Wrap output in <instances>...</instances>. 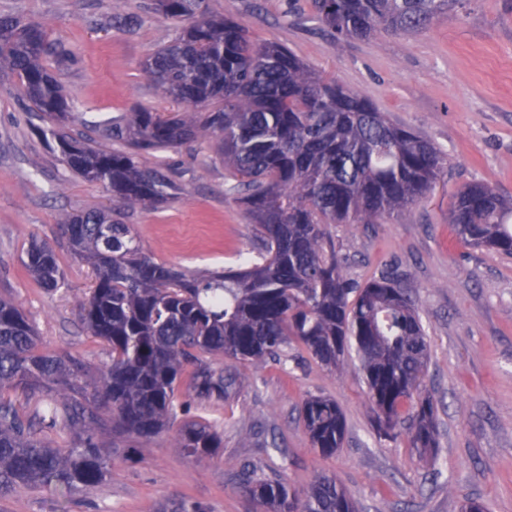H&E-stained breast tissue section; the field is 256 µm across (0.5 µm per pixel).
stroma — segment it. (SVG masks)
Here are the masks:
<instances>
[{
  "instance_id": "obj_1",
  "label": "stroma",
  "mask_w": 512,
  "mask_h": 512,
  "mask_svg": "<svg viewBox=\"0 0 512 512\" xmlns=\"http://www.w3.org/2000/svg\"><path fill=\"white\" fill-rule=\"evenodd\" d=\"M149 0H122L132 26L112 23L113 0H0V17L46 25L69 61L46 59L71 100L74 128L133 107L174 111L141 71L142 60L169 43L177 22L148 11ZM213 13L241 21L259 43L276 40L318 72L361 90L395 121L431 139L447 168L424 201L382 224H331L327 230L347 275L364 282L397 272L415 296L428 335L424 389L436 405L439 446L419 458L404 428L379 437L356 353L332 371L293 343L282 360L213 361L235 375L230 398H202L182 378L177 408L148 442L107 436L112 476L65 497L18 487L0 512H159L197 503L205 512H259L237 472L251 462L281 473L296 489L322 473L336 475L360 512H462L467 500L487 512H512V256L460 242L448 222L455 194L472 182L512 201V0H470L431 27L335 43L312 18L311 0H209ZM38 119L15 77L0 71V295L17 299L39 343L80 359L91 378L109 361L80 306L94 278L60 245L59 218L110 207L106 190L84 182L38 135ZM183 185L184 195L123 216L155 261L191 271L238 267L257 255L260 231L224 193L223 162L205 143L143 156ZM53 246L66 285L47 293L22 264L31 238ZM336 401L346 426L335 454L313 448L301 419L305 399ZM188 421L209 424L223 446L196 460L176 448Z\"/></svg>"
}]
</instances>
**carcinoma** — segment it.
<instances>
[{
  "label": "carcinoma",
  "mask_w": 512,
  "mask_h": 512,
  "mask_svg": "<svg viewBox=\"0 0 512 512\" xmlns=\"http://www.w3.org/2000/svg\"><path fill=\"white\" fill-rule=\"evenodd\" d=\"M462 0H312L320 29L340 47L377 32L432 26ZM180 23L179 34L151 53L141 70L156 92L181 106L173 115L137 108L74 133L67 96L44 64L66 50L45 25L0 19V68L13 74L65 165L102 185L113 206L60 220L70 254L92 266L95 282L82 307L87 332L105 342L110 363L89 383L74 377L66 353L38 349L36 331L12 297L0 296V393L20 390L43 403L27 418L0 397V495L23 485L68 493L91 491L112 472L102 435L114 429L141 440L174 414L183 371L203 398H226L236 378L199 359L277 360L296 340L322 365L336 368L356 349L378 433L406 425L411 447H438L435 410L422 383L426 332L408 289L383 273L364 284L343 273L327 224H379L417 205L444 174L447 158L425 136L392 122L359 90L313 70L275 41L255 43L239 21L217 16L208 0H151ZM118 143L109 149L106 143ZM213 143L237 196L259 225L261 261L239 270L196 274L154 261L129 224L112 212L167 203L184 193L144 153ZM448 223L473 247L512 255V205L490 185L471 183L455 196ZM49 292L65 286L55 250L33 238L22 259ZM302 418L313 447L341 448L344 416L336 402L310 396ZM61 425L72 439L48 445L41 433ZM218 432L187 423L177 447L188 457L217 454ZM242 490L264 512H357L336 479L322 476L291 490L247 462Z\"/></svg>",
  "instance_id": "cac0c4a2"
}]
</instances>
